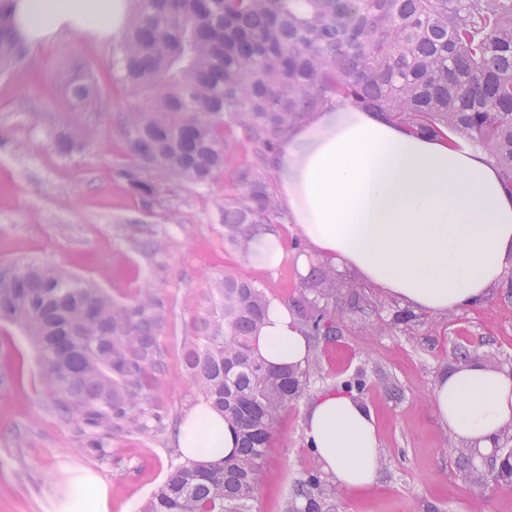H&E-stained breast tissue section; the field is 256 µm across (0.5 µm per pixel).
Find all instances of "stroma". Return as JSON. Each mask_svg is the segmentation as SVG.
<instances>
[{
	"instance_id": "35a3bbf8",
	"label": "stroma",
	"mask_w": 512,
	"mask_h": 512,
	"mask_svg": "<svg viewBox=\"0 0 512 512\" xmlns=\"http://www.w3.org/2000/svg\"><path fill=\"white\" fill-rule=\"evenodd\" d=\"M111 57V46L71 33L30 49L25 63L0 76V263L63 264L117 299L142 282H156L170 310L160 337L167 428L153 440L121 438L110 456L83 451L78 422L61 421L49 409L35 349L17 326L1 321L0 376L9 382L0 385V512H54L69 468L92 471L108 484L112 512H138L179 461L176 427L196 401L185 379L181 338L204 316L213 280L227 272L242 275L295 310L315 294L311 268L327 265L295 249L300 232L287 221L274 227L289 247L276 270L226 246L231 176L204 187L162 184L147 197L116 179L115 170L129 163L116 127L131 98L112 82ZM78 65L101 86V101L91 112L75 111L67 95V78ZM87 126L97 130L98 140L80 141ZM62 134L75 138L71 151L58 148ZM134 226L143 235L166 236V253L153 260L136 250L129 239ZM335 272L341 296L359 288L388 321L400 311L397 301L366 286L357 271L339 266ZM505 275L512 277V265ZM506 280L483 305L435 317L419 312L409 324L382 332L363 327L355 310L342 307L339 336L319 344V374L282 415L258 476L253 512H284L293 500L295 483L312 463L305 440L309 408L320 393L339 389L357 372L366 379L359 400L376 418L387 463L379 467L377 483L356 494L324 475L328 512H512V490L468 480L471 465L431 404L437 375L456 366V349L469 350L491 370L512 358Z\"/></svg>"
}]
</instances>
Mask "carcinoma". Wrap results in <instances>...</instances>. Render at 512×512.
I'll return each instance as SVG.
<instances>
[{"mask_svg":"<svg viewBox=\"0 0 512 512\" xmlns=\"http://www.w3.org/2000/svg\"><path fill=\"white\" fill-rule=\"evenodd\" d=\"M127 33L112 46V77L131 97L117 126L134 164L116 177L146 196L161 182L206 186L229 169L241 188L224 205L225 240L244 255L283 213L268 158L310 113L345 98L413 130L466 134L487 147L512 186V0H130ZM26 56L0 0V71ZM73 105L90 112L100 87L82 69L69 78ZM244 141L246 163L232 162ZM150 258L166 238L131 239ZM25 287L0 290V318L28 330L54 412L77 420L88 451L112 455L126 435L165 431L160 344L170 312L144 282L126 301L59 264L0 265ZM305 300L300 324L313 344L339 334L336 289ZM207 310L182 343L196 394L236 432L221 463L176 464L140 512H252L257 476L281 415L320 371L269 365L255 335L269 298L232 273L210 288ZM306 512H326L318 460L294 489Z\"/></svg>","mask_w":512,"mask_h":512,"instance_id":"cac0c4a2","label":"carcinoma"}]
</instances>
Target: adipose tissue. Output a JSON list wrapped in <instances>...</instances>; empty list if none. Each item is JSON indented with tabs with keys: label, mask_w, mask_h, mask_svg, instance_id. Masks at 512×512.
I'll return each instance as SVG.
<instances>
[{
	"label": "adipose tissue",
	"mask_w": 512,
	"mask_h": 512,
	"mask_svg": "<svg viewBox=\"0 0 512 512\" xmlns=\"http://www.w3.org/2000/svg\"><path fill=\"white\" fill-rule=\"evenodd\" d=\"M129 9V0L13 2L19 37L38 48L65 33L119 39ZM273 165L291 218L316 252L420 311L437 316L486 301L512 262V191L489 152L467 139L414 134L339 100L290 131ZM258 343L272 364L307 361L298 320L281 303H271ZM432 404L457 439L490 449L512 423V372L475 363L440 374ZM305 437L346 491L375 483L376 422L354 397L323 392ZM176 444L186 458L218 463L236 436L200 401L181 418ZM57 512H112L110 489L83 472Z\"/></svg>",
	"instance_id": "adipose-tissue-1"
}]
</instances>
